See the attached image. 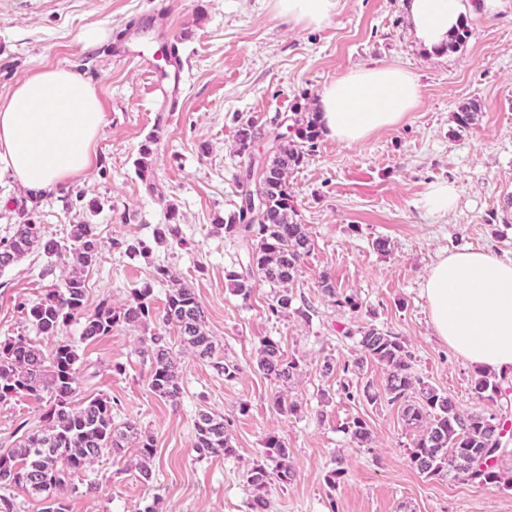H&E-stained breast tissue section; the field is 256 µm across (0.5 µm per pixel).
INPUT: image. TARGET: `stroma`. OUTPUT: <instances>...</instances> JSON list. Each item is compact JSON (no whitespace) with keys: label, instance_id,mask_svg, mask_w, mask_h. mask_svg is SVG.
Returning a JSON list of instances; mask_svg holds the SVG:
<instances>
[{"label":"stroma","instance_id":"1","mask_svg":"<svg viewBox=\"0 0 512 512\" xmlns=\"http://www.w3.org/2000/svg\"><path fill=\"white\" fill-rule=\"evenodd\" d=\"M468 28L464 46L432 51L413 38L405 0H339L317 28L281 22L269 0H0V97L39 68H66L93 81L105 115L92 169L67 189L30 201L0 167V239L11 235L22 203L43 237L62 243L72 225H95L100 257L85 272L87 309L105 299L121 308L147 284L163 309L168 285L155 270L164 266L192 288L216 345L207 360L173 346L182 377L174 404L147 386L145 330L120 322L84 342L81 320L66 327L80 355V397L110 399L115 422L135 421L156 448L149 481L134 468V449L99 458L85 474L99 493L69 494V512H143L153 503L159 512H249L244 474L265 457L271 434L287 444L293 470L287 491L273 490L272 512H512V456L498 464L500 485L420 474L408 456L415 429L398 407L362 395L366 384L382 386L384 369L354 365L359 330L372 325L400 337L414 373L461 412L485 408L471 391L474 368L435 336L421 295L424 275L445 252L472 246L512 259V9ZM169 42L179 48L181 74L170 99L151 91L152 71L168 67L156 52ZM142 50L153 54V69L140 63ZM371 62L415 74L419 103L400 125L362 142L320 137L292 171L297 220L313 248L293 285V310L269 318V287L233 292L228 274L241 250L212 231L238 200L246 161L237 130L253 123L251 153L263 156L294 106H316L325 84ZM468 101L481 110L461 130L454 114ZM145 143L152 155L144 179ZM440 181L457 184L456 206L427 214L421 200ZM150 182L157 195L148 194ZM168 222L180 225L181 241L155 243L156 227ZM378 239L388 252L374 249ZM117 240H143L152 250L129 253L114 248ZM64 275L61 260L38 247L0 272V339L33 335L20 304H35ZM325 275L357 309L333 304L321 288ZM266 337L300 363L288 386L257 369ZM224 360L238 366L234 380L217 371ZM279 392L297 413L273 410ZM203 408L223 415L235 457L197 458L193 422ZM42 413L32 399L0 401V448L13 445L20 422L40 428ZM355 418L371 432L367 445L344 431ZM337 468L342 475L329 485Z\"/></svg>","mask_w":512,"mask_h":512}]
</instances>
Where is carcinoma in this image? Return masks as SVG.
<instances>
[{
  "mask_svg": "<svg viewBox=\"0 0 512 512\" xmlns=\"http://www.w3.org/2000/svg\"><path fill=\"white\" fill-rule=\"evenodd\" d=\"M282 123L288 133L275 135L277 150L263 164L257 179L252 177L254 160L250 156L253 126L239 128L237 153L248 156L246 173L238 177L240 201L227 222L213 227V232L244 247L243 257L238 259L240 271L229 274L234 291L246 297L256 285H268L271 300L267 311L272 318L288 313L292 307V285L302 259L312 248L309 232L297 221L288 174L313 151L321 135L316 110L297 108ZM18 215L20 221L14 225L13 234L0 240V270L17 262L40 238V227L26 206L18 207ZM43 250L49 258L71 261L73 270L39 302L30 307L21 305L37 335L57 339L52 353L44 354L30 336L0 340V401L30 398L47 406L43 427L31 429L21 422L13 447L0 451V512H16V487L38 499L41 512H68L67 494L75 490V478L104 454L119 453L130 446L135 448L140 476L145 481L152 479L148 462L155 453L153 436L141 431L134 421L115 423L112 403L103 397L76 401L78 355L71 341L62 338L71 321L83 320L80 339L87 341L109 335L120 321L138 326L157 319L163 326L173 327L179 343L199 358H211L215 353L206 330L205 312L195 293L164 267L156 269L157 278L170 283L162 314L155 313L153 288L149 285L133 289L131 300L118 311L106 300L90 312L85 310L83 273L96 264L99 253L95 225L74 224L69 244L49 239L43 243ZM321 287L338 304L358 308L353 297L337 296L330 277H323ZM143 344L152 355L150 391L159 398L178 401L180 374L167 337L153 332L143 338ZM359 345L362 357L355 365L370 360L388 371L383 388H364L366 399L373 404L385 401L398 406L405 423L419 430L409 455L415 469L428 476L453 471L462 480L480 486L500 482V473L493 465L502 451L498 414L460 412L450 395L415 375L412 355L392 333L372 325L363 327ZM256 364L260 372L284 385L300 370L299 361L285 358L280 345L270 338L260 341ZM471 390L477 400L494 403L501 396L502 382L478 372ZM193 426L197 458L235 454L224 417L201 410ZM345 431L359 444L369 440L367 424L359 418L346 424ZM265 445L272 453L244 475L252 489L250 512H271L269 491L284 488L293 477L286 443L270 435Z\"/></svg>",
  "mask_w": 512,
  "mask_h": 512,
  "instance_id": "carcinoma-1",
  "label": "carcinoma"
}]
</instances>
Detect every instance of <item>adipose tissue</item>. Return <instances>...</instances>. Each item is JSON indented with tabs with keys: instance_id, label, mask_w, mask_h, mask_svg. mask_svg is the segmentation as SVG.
Masks as SVG:
<instances>
[{
	"instance_id": "obj_1",
	"label": "adipose tissue",
	"mask_w": 512,
	"mask_h": 512,
	"mask_svg": "<svg viewBox=\"0 0 512 512\" xmlns=\"http://www.w3.org/2000/svg\"><path fill=\"white\" fill-rule=\"evenodd\" d=\"M512 0H406L418 42L444 48L464 20L493 16ZM337 0H272L276 16L318 27ZM420 85L409 70L361 65L319 93L322 128L353 144L397 126L416 106ZM104 123L94 85L83 74L43 68L0 99V166L30 197L85 177L91 145ZM423 295L437 336L478 370L512 380V259L484 249L441 256L424 278Z\"/></svg>"
}]
</instances>
